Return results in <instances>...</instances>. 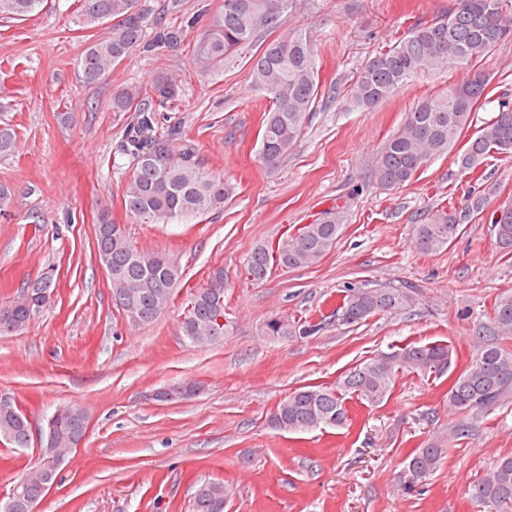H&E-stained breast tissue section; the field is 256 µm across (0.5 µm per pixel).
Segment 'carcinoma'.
I'll return each instance as SVG.
<instances>
[{
  "mask_svg": "<svg viewBox=\"0 0 512 512\" xmlns=\"http://www.w3.org/2000/svg\"><path fill=\"white\" fill-rule=\"evenodd\" d=\"M44 0H0V18L27 19L38 14ZM295 0H224V9L209 23L196 46L204 68L224 63L234 50L254 42L262 31L273 35L250 59L256 90L269 101L260 132V156L275 168L303 133L319 95L318 55L311 31L278 33ZM512 0H453L441 17L419 23L385 50L377 51L361 67L350 89V103L370 111L410 86L423 71L444 72L469 68L488 56L512 32L504 13ZM112 22L111 33L90 43L80 60L82 81L99 83L145 37L148 16L139 0H76L71 22L87 29ZM489 78L482 71L448 87V91L417 102L405 113L399 129L382 144L372 163V178L386 190L408 185L434 158L451 152L468 130L472 114L489 94ZM182 88L165 79L150 87H123L112 93V111L135 112L126 128L118 154L130 160L132 174L125 194L126 210L157 224L190 220L224 208L234 187L224 177L205 171L196 162L195 145L175 122L161 132L155 126L156 108H168ZM12 126L0 125V155L15 149ZM512 156V100L504 93L495 117L466 141L455 157L460 172L474 174L488 159ZM486 209V198L469 193L461 208H440L415 229V246L423 252L439 251L458 234L461 224ZM346 205L339 202L304 224L288 240L253 250L248 275L267 277L273 264L285 268L311 266L336 246ZM496 248L512 256V203L489 215ZM95 254L118 276L112 281V303L134 326L153 323L167 307L179 277V268L167 256L132 246L124 231L101 211L95 230ZM56 288L48 269L15 300L0 306V335L22 330L45 306ZM417 300L413 288H371L366 284L344 287L336 316L354 326L376 315L411 308ZM224 313V269L210 273L208 287L194 295L182 323L189 342H218L226 329L215 317ZM322 323L288 322L273 318L266 335L277 339L307 338ZM476 352L448 389V405L465 414L492 408L512 393V352L496 338L512 337V291L500 295L492 319L481 323ZM452 349L439 341L410 342L366 359L346 371L334 386L307 385L283 398L271 414L270 424L281 430L308 432L342 427L349 422L348 400L381 401L390 394L401 371L440 375L451 366ZM64 441L74 428L71 407L61 406L49 417ZM0 434L19 448L28 447V417L17 409L0 410ZM450 448L434 438L417 449L403 471L404 489L420 490L448 457ZM477 512H512V456L496 459L469 487ZM226 492L221 482H204L194 493L193 512H224Z\"/></svg>",
  "mask_w": 512,
  "mask_h": 512,
  "instance_id": "obj_1",
  "label": "carcinoma"
}]
</instances>
